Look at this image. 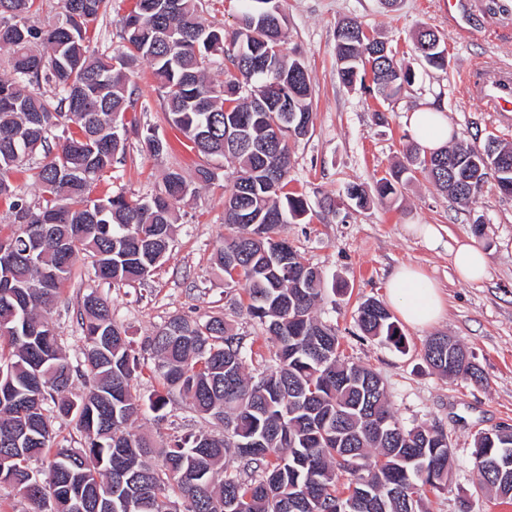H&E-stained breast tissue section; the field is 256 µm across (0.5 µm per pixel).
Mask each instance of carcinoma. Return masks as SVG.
Returning a JSON list of instances; mask_svg holds the SVG:
<instances>
[{
    "instance_id": "carcinoma-1",
    "label": "carcinoma",
    "mask_w": 512,
    "mask_h": 512,
    "mask_svg": "<svg viewBox=\"0 0 512 512\" xmlns=\"http://www.w3.org/2000/svg\"><path fill=\"white\" fill-rule=\"evenodd\" d=\"M41 0H0V490L27 503L26 512H73L67 487L78 479L85 512H428L424 490L447 488L452 448L438 427H404L373 370L342 357L336 330L315 315L325 288L321 273L282 237L281 228L306 213L286 191L288 141L313 126L312 87L304 64L272 52L284 28L263 25L259 0H242L231 38L205 22L200 0H135L122 20L121 49L89 53L93 25L112 0H63L61 17L39 25ZM427 66L445 70L447 56L431 29L415 36ZM342 83L365 84L383 100L412 85V70L385 43L349 19L336 30ZM225 65V79L208 65ZM147 62L167 122L192 144L201 162L194 176L173 169L159 190L128 198L91 196L93 183L126 155L130 135L151 154L167 150L152 127L125 121L137 110L129 70ZM481 147H443L431 167L419 149L408 164L376 180L380 199L398 193L420 171L461 207L488 178L512 185V165L476 172ZM42 155L33 200L16 192L11 175ZM234 168L224 198L229 233L215 264L233 284L245 281L247 310L273 338L275 350L259 374H245L244 338L221 316L176 315L184 333L162 327L147 337L152 373L196 409L224 425V434L175 436L156 452L128 424L160 394L143 399L134 385L143 365L128 330L112 318L107 298L83 296L78 324L82 363L72 365L48 311L71 280L75 260H91L94 276L123 285L151 277L173 242L177 205L216 179L213 162ZM356 323L366 336L395 347L398 325L379 300L364 301ZM428 339L426 363L445 376L482 380L458 342ZM91 382L75 391V382ZM80 434V447L54 449L47 469L32 461L51 449L54 421ZM231 454L238 466L224 471ZM472 457L480 481L512 501V427L480 431Z\"/></svg>"
}]
</instances>
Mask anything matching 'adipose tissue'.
Instances as JSON below:
<instances>
[{
    "label": "adipose tissue",
    "mask_w": 512,
    "mask_h": 512,
    "mask_svg": "<svg viewBox=\"0 0 512 512\" xmlns=\"http://www.w3.org/2000/svg\"><path fill=\"white\" fill-rule=\"evenodd\" d=\"M408 128L420 146L433 152L453 138L454 131L444 113L423 108L409 113ZM457 276L466 282L483 280L488 272L486 252L465 240L449 246ZM389 299L402 320L412 326L437 323L444 315L445 300L435 280L412 265L397 267L388 281Z\"/></svg>",
    "instance_id": "ef3b65f1"
}]
</instances>
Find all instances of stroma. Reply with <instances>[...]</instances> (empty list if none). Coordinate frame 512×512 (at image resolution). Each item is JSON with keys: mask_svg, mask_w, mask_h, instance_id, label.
Segmentation results:
<instances>
[{"mask_svg": "<svg viewBox=\"0 0 512 512\" xmlns=\"http://www.w3.org/2000/svg\"><path fill=\"white\" fill-rule=\"evenodd\" d=\"M463 3V23L457 26L449 22L442 0H397L392 8L384 0H282L284 51L306 66L315 113L310 132L289 142L287 189L306 200L307 214L284 225L282 234L321 271L326 289L317 316L335 328L344 355L381 377L401 424L435 425L447 434L451 478L446 490L429 494V512H461L465 507L470 512H512V504L494 500L483 488L472 458L478 431L512 426V196L501 194L490 182L470 207L462 208L421 174L391 199L378 200L374 191L380 176L404 162L412 139L406 117L417 109L441 108L454 129L455 143L480 145L494 137L512 144V122L474 105L460 92L464 74L473 67L512 68V10H490V0ZM347 18L361 21L371 38L385 42L399 62L411 67L412 86L383 101L360 86L341 83L334 46L336 27ZM421 27L443 36L447 70L429 68L417 57L412 34ZM130 80L146 106L136 112V119L154 126L170 151L155 157L138 139H130L124 162L93 185L96 197L119 191L132 197L152 193L169 170L189 175L198 161L182 134L164 120L149 66L139 63ZM378 110L384 120L375 119ZM219 174L218 184L179 204L173 247L150 279L115 287L98 281L87 261L76 263L72 280L50 311L71 362L81 358L77 310L83 294L94 289L108 296L115 322L129 330L144 366L136 381L142 397L164 391L151 373L154 360L144 341L175 315L223 316L253 349L247 373L262 371L274 343L249 316L243 286H227L214 264L226 232L224 188L233 180L231 167L221 168ZM352 185L366 192V207L349 199ZM412 224L438 226L442 246L428 248L409 232ZM457 239L473 240L487 252L486 279L467 283L457 277L447 249ZM403 263L420 267L440 283L446 312L432 326L401 325L404 347L399 350L363 335L356 317L366 299L388 302V279ZM438 334L464 346L482 372L481 382L444 378L427 365L424 343ZM131 428L148 435L158 449L175 436L223 431L222 425L205 421L175 395L162 420L148 411Z\"/></svg>", "mask_w": 512, "mask_h": 512, "instance_id": "35a3bbf8", "label": "stroma"}]
</instances>
